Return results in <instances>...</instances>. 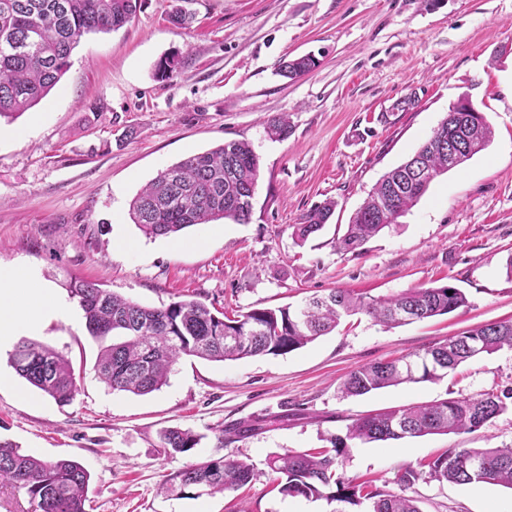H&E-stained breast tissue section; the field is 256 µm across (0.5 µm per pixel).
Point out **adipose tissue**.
Segmentation results:
<instances>
[{
    "instance_id": "1",
    "label": "adipose tissue",
    "mask_w": 512,
    "mask_h": 512,
    "mask_svg": "<svg viewBox=\"0 0 512 512\" xmlns=\"http://www.w3.org/2000/svg\"><path fill=\"white\" fill-rule=\"evenodd\" d=\"M75 310L19 267L0 266V349L9 337L37 332L53 320L70 321Z\"/></svg>"
}]
</instances>
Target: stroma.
<instances>
[{
	"label": "stroma",
	"mask_w": 512,
	"mask_h": 512,
	"mask_svg": "<svg viewBox=\"0 0 512 512\" xmlns=\"http://www.w3.org/2000/svg\"><path fill=\"white\" fill-rule=\"evenodd\" d=\"M181 6L191 24L168 13ZM316 67L291 80L283 59ZM176 60L169 78L157 63ZM493 129L488 146L439 177L420 202L353 252L339 250L351 216L382 176L429 138L461 96ZM287 114L288 137L266 121ZM0 136V264L22 265L60 295L83 278L145 306L196 299L234 317L298 307L343 288L387 297L450 284L468 307L386 326L357 314L285 355L210 362L182 358L144 396L95 371L99 343L84 316L54 321L33 341L68 356L78 393L59 405L0 374V438L41 459L69 457L90 473L87 512H331L278 492L269 459L322 448L354 419L512 386V350L481 355L436 381L347 396L340 383L378 362L414 359L473 327L512 321V0H140L124 27L82 37L58 85ZM228 141L248 142L259 181L248 223L199 224L146 237L129 205L158 172ZM335 201L325 227L297 242L300 216ZM266 418L222 444L220 426ZM200 435L173 454L161 433ZM512 446V412L473 432L349 441L346 479L397 491V473L451 448ZM217 454L252 463L236 492L168 497L164 476ZM421 512H512V489L420 479Z\"/></svg>",
	"instance_id": "stroma-1"
}]
</instances>
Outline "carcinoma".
Masks as SVG:
<instances>
[{
    "label": "carcinoma",
    "mask_w": 512,
    "mask_h": 512,
    "mask_svg": "<svg viewBox=\"0 0 512 512\" xmlns=\"http://www.w3.org/2000/svg\"><path fill=\"white\" fill-rule=\"evenodd\" d=\"M139 0H0V120L10 124L36 106L60 82L70 65L72 50L88 33L124 27ZM309 56L285 61L281 70L294 79L309 72ZM288 115L268 119V132L284 138ZM476 155L490 142L485 117L471 112H448L439 136L426 141L417 156L386 173L355 212L336 247L354 252L369 237L395 223L414 207L439 176L455 168L448 161V134ZM259 178V160L249 144L231 141L190 155L158 174L132 199L129 214L149 238L176 237L186 229L212 221L245 224ZM336 203L308 211L295 225L304 242L321 230ZM69 292L84 312L88 333L104 340L95 370L113 390L146 395L167 384L175 365L185 356L224 362L259 355H282L300 349L331 332L344 317L364 313L385 324H401L446 315L468 304L466 295L451 285L408 288L386 298L353 295L333 289L310 298L292 310L252 309L224 320L199 300H180L149 307L122 298L98 284L74 279ZM512 349V322L487 324L433 345L403 359L379 361L351 372L341 392L360 396L402 383L433 381L483 354ZM17 375L55 402L65 405L78 393L74 369L53 348L22 339L9 356ZM512 410V387L491 390L478 398H446L431 403L384 410L354 420L346 438L333 436L331 447L287 451L269 461L285 496L324 499L329 503L367 505L368 512H420L415 500L403 494L423 475L439 482L467 485L483 482L512 489V447L450 448L427 463L428 471L406 467L394 493L368 482L344 481L337 474L346 440L373 442L432 433L475 431ZM262 418L244 420L219 430L218 442L232 441L258 429ZM165 447L187 453L200 436L189 429L168 428ZM254 478V467L243 460L211 456L169 473L160 486L168 495L188 490L195 495L236 491ZM90 474L68 459L42 460L7 440H0V485L24 492L31 512H86Z\"/></svg>",
    "instance_id": "obj_1"
}]
</instances>
